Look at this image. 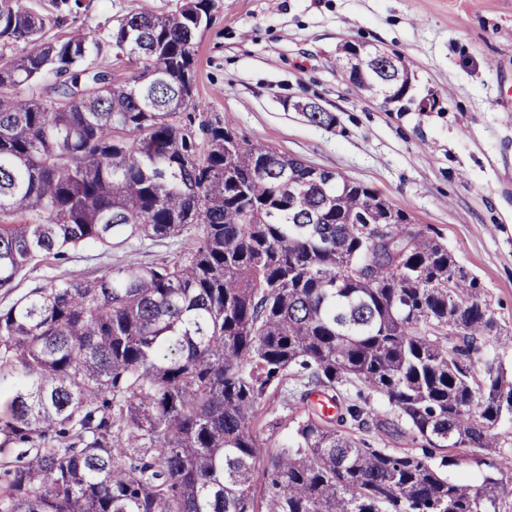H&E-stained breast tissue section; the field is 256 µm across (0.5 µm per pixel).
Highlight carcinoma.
Returning <instances> with one entry per match:
<instances>
[{
    "label": "carcinoma",
    "mask_w": 512,
    "mask_h": 512,
    "mask_svg": "<svg viewBox=\"0 0 512 512\" xmlns=\"http://www.w3.org/2000/svg\"><path fill=\"white\" fill-rule=\"evenodd\" d=\"M52 2L0 0V291L78 247H192L0 309V512H501L512 367L488 341L512 336L441 235L207 111L210 0L65 39L48 32L87 5ZM105 46L124 72L89 67ZM336 64L406 109L402 57L346 42ZM288 379L271 454L262 399ZM492 453L477 488L444 472ZM280 396H283V394L279 396L270 394L262 403L264 411L267 413V419H273L278 423L277 426L266 427L261 432V437L269 446L268 450L270 453L275 452L281 448V446L288 444L292 435V423L290 422L291 419L289 417L291 412L288 410V406L281 401L282 397Z\"/></svg>",
    "instance_id": "1"
}]
</instances>
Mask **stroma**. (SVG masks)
I'll return each mask as SVG.
<instances>
[{
    "mask_svg": "<svg viewBox=\"0 0 512 512\" xmlns=\"http://www.w3.org/2000/svg\"><path fill=\"white\" fill-rule=\"evenodd\" d=\"M183 0H90L53 28L68 37L137 10ZM412 63L409 111L361 93L336 69L340 44ZM197 96L251 142L341 172L389 198L415 227L437 230L512 331V0H211L196 39ZM317 102L333 128L293 104ZM190 235L97 246L39 263L0 308L30 289L113 265H144L189 248Z\"/></svg>",
    "mask_w": 512,
    "mask_h": 512,
    "instance_id": "obj_1",
    "label": "stroma"
}]
</instances>
